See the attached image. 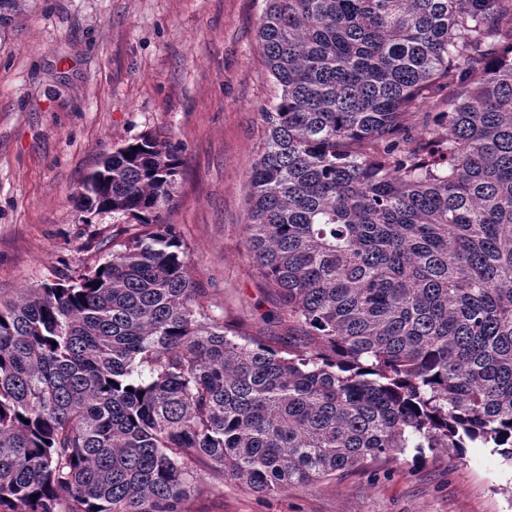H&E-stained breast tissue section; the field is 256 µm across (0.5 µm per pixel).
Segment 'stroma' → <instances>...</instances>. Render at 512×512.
<instances>
[{
    "label": "stroma",
    "mask_w": 512,
    "mask_h": 512,
    "mask_svg": "<svg viewBox=\"0 0 512 512\" xmlns=\"http://www.w3.org/2000/svg\"><path fill=\"white\" fill-rule=\"evenodd\" d=\"M263 0H30L0 32V298L108 260L139 231L73 202L114 150L149 134L183 160L161 211L225 320L287 338L246 256L262 109L277 95L257 41ZM185 512H512V461L406 449L362 470L259 494L204 477Z\"/></svg>",
    "instance_id": "stroma-1"
}]
</instances>
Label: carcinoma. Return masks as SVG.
<instances>
[{"instance_id":"carcinoma-1","label":"carcinoma","mask_w":512,"mask_h":512,"mask_svg":"<svg viewBox=\"0 0 512 512\" xmlns=\"http://www.w3.org/2000/svg\"><path fill=\"white\" fill-rule=\"evenodd\" d=\"M257 37L279 95L244 245L317 344L215 315L160 223L178 152L118 148L74 204L142 230L0 300V512H184L204 473L270 494L406 448L512 460V0H265Z\"/></svg>"}]
</instances>
